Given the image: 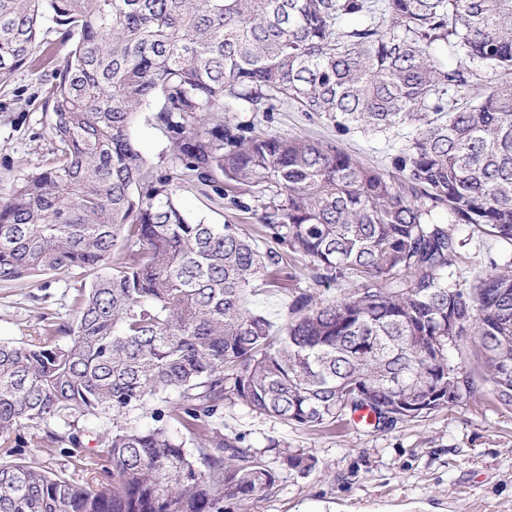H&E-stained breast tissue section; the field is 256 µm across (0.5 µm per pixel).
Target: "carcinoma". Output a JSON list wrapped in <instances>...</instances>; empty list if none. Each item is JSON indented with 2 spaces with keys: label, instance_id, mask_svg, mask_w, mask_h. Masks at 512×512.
<instances>
[{
  "label": "carcinoma",
  "instance_id": "1",
  "mask_svg": "<svg viewBox=\"0 0 512 512\" xmlns=\"http://www.w3.org/2000/svg\"><path fill=\"white\" fill-rule=\"evenodd\" d=\"M46 16L70 44L43 103L55 148L0 202V283L91 281L71 325L0 344V512H226L276 474L212 427L225 405L384 430L475 394L448 355L465 342L512 408V263L489 259L467 291L452 280L456 227L512 245V0H0L1 83L37 70ZM156 100L175 159L221 198L250 188L270 246L180 208L178 174L131 137ZM231 100L289 103L342 134L405 128L396 175L330 142L234 125L218 117ZM286 253L310 258L318 281L361 287L297 296L275 331L246 295ZM23 427L99 467L97 486L9 446ZM279 459L315 466L301 450Z\"/></svg>",
  "mask_w": 512,
  "mask_h": 512
}]
</instances>
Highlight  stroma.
Instances as JSON below:
<instances>
[{
    "instance_id": "obj_1",
    "label": "stroma",
    "mask_w": 512,
    "mask_h": 512,
    "mask_svg": "<svg viewBox=\"0 0 512 512\" xmlns=\"http://www.w3.org/2000/svg\"><path fill=\"white\" fill-rule=\"evenodd\" d=\"M45 39L37 52L38 73L21 69L0 86V200L8 198L32 172L52 157L53 138L38 102L44 80L56 71L67 48L45 22ZM154 101L139 113L132 137L149 162L174 165L172 144L157 120ZM270 132L334 142L362 164L390 169L391 156L402 144L395 136L340 134L329 123L309 121L292 107L272 112ZM180 207L207 224H237L255 238L263 230L254 212L232 207L197 180H184L177 193ZM462 263L461 288L469 273L487 267L489 259L512 260V247L471 236L458 227ZM85 280L80 274H48L0 285V343L24 345L45 324H69L73 300ZM310 291L322 300L341 295L336 283H316L309 259L290 258L274 272L270 284L249 295V307L274 326L288 319L297 293ZM463 367L477 381L475 395L453 409L375 430L344 420L329 427L307 428L260 415L236 405L224 409L223 432L261 454L278 471L272 493L231 504L228 512H512V409L499 404L483 381L473 350L464 349ZM300 448L313 456L305 475L279 467L277 447Z\"/></svg>"
}]
</instances>
